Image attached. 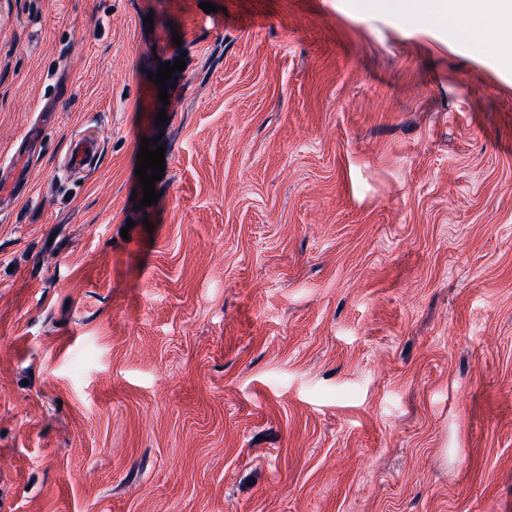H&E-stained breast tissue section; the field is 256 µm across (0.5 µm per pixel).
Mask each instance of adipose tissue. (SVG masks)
Segmentation results:
<instances>
[{
	"mask_svg": "<svg viewBox=\"0 0 512 512\" xmlns=\"http://www.w3.org/2000/svg\"><path fill=\"white\" fill-rule=\"evenodd\" d=\"M432 4L439 16L456 22L461 35L476 26L495 41L512 34V0H493L488 7L483 0H432Z\"/></svg>",
	"mask_w": 512,
	"mask_h": 512,
	"instance_id": "ef3b65f1",
	"label": "adipose tissue"
}]
</instances>
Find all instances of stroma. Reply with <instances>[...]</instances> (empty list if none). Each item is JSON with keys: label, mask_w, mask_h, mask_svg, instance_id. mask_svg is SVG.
Instances as JSON below:
<instances>
[{"label": "stroma", "mask_w": 512, "mask_h": 512, "mask_svg": "<svg viewBox=\"0 0 512 512\" xmlns=\"http://www.w3.org/2000/svg\"><path fill=\"white\" fill-rule=\"evenodd\" d=\"M213 2L0 0V512H512V52ZM101 153V141L84 134L74 135L64 157V166L74 173H89ZM24 139L19 144L18 149L8 162L0 164V197L16 200L24 195L28 186V159L24 158L22 145Z\"/></svg>", "instance_id": "stroma-1"}]
</instances>
